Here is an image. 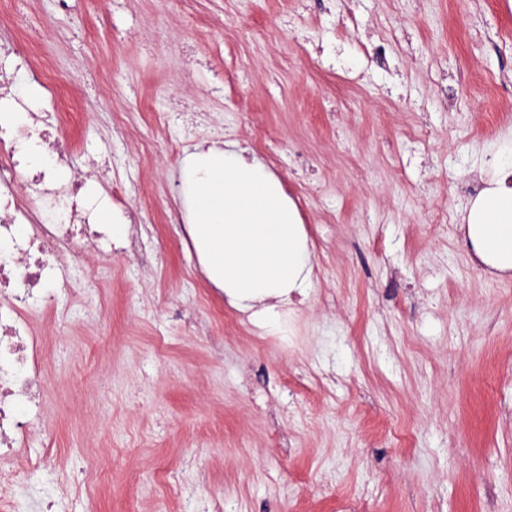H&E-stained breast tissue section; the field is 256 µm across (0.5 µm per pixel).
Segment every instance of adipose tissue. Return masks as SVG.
<instances>
[{
    "instance_id": "obj_1",
    "label": "adipose tissue",
    "mask_w": 512,
    "mask_h": 512,
    "mask_svg": "<svg viewBox=\"0 0 512 512\" xmlns=\"http://www.w3.org/2000/svg\"><path fill=\"white\" fill-rule=\"evenodd\" d=\"M489 186L471 204L467 237L486 266L512 272V143ZM181 196L206 278L231 306L269 324L291 294L311 285L304 224L277 176L233 142L197 147L180 164Z\"/></svg>"
}]
</instances>
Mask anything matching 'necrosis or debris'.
Wrapping results in <instances>:
<instances>
[{
    "label": "necrosis or debris",
    "mask_w": 512,
    "mask_h": 512,
    "mask_svg": "<svg viewBox=\"0 0 512 512\" xmlns=\"http://www.w3.org/2000/svg\"><path fill=\"white\" fill-rule=\"evenodd\" d=\"M28 78L42 80L54 121L40 120L29 102L12 97V83ZM60 94L57 81L41 79L24 47L0 54V512H13L17 491L29 485L30 469L51 467L46 453L32 459L30 469L13 466L15 457L28 451L31 419L44 412L47 380L34 320L51 287L76 274L63 263L64 254L112 251L111 240L93 227L95 207L83 190L84 178L56 183V167L67 163L71 150ZM20 113L25 121H17ZM32 142L46 164L32 161ZM24 169L29 176L23 180ZM20 224L29 225L30 234L18 235Z\"/></svg>",
    "instance_id": "4bbe7bcc"
}]
</instances>
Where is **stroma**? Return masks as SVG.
Returning <instances> with one entry per match:
<instances>
[{"label": "stroma", "instance_id": "stroma-1", "mask_svg": "<svg viewBox=\"0 0 512 512\" xmlns=\"http://www.w3.org/2000/svg\"><path fill=\"white\" fill-rule=\"evenodd\" d=\"M25 0L65 85L72 172L124 192L140 247L79 253L99 310L50 317L60 512H512V274L462 226L512 141V0ZM389 51L371 61V39ZM276 174L314 255L284 334L205 277L180 126ZM445 206L456 225L434 222Z\"/></svg>", "mask_w": 512, "mask_h": 512}]
</instances>
